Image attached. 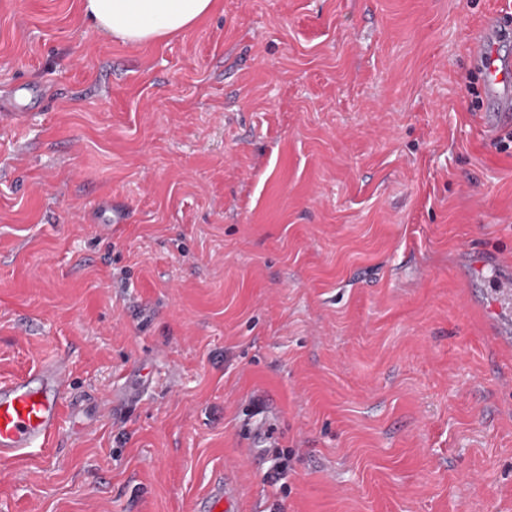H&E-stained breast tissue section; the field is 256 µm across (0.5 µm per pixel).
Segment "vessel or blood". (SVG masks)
<instances>
[{
  "mask_svg": "<svg viewBox=\"0 0 512 512\" xmlns=\"http://www.w3.org/2000/svg\"><path fill=\"white\" fill-rule=\"evenodd\" d=\"M500 21L488 18L470 33V54L483 68L487 99L485 114L488 134H495L504 121H512V63L498 52L496 40ZM497 298L498 312L492 321L494 331L512 334V266L496 269L483 281ZM69 370L59 360H48L20 378L0 382V461H14L31 449L43 446L60 430L62 409L73 403ZM212 512H235L234 490L216 480L207 495Z\"/></svg>",
  "mask_w": 512,
  "mask_h": 512,
  "instance_id": "obj_1",
  "label": "vessel or blood"
}]
</instances>
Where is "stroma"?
Wrapping results in <instances>:
<instances>
[{
	"mask_svg": "<svg viewBox=\"0 0 512 512\" xmlns=\"http://www.w3.org/2000/svg\"><path fill=\"white\" fill-rule=\"evenodd\" d=\"M80 4L0 0V95H45L0 116V380L62 358L80 397L0 512H203L222 474L237 512H512V350L460 262H512L469 59L512 0H218L150 45Z\"/></svg>",
	"mask_w": 512,
	"mask_h": 512,
	"instance_id": "1",
	"label": "stroma"
}]
</instances>
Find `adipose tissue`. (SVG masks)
<instances>
[{
    "label": "adipose tissue",
    "mask_w": 512,
    "mask_h": 512,
    "mask_svg": "<svg viewBox=\"0 0 512 512\" xmlns=\"http://www.w3.org/2000/svg\"><path fill=\"white\" fill-rule=\"evenodd\" d=\"M214 6L215 0H82L92 27L131 45L158 43L188 31Z\"/></svg>",
    "instance_id": "ef3b65f1"
}]
</instances>
